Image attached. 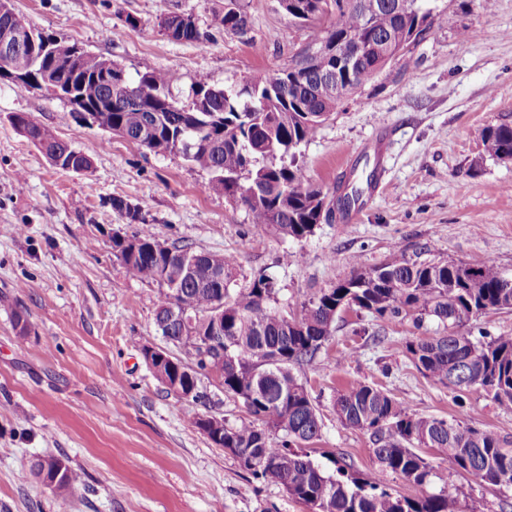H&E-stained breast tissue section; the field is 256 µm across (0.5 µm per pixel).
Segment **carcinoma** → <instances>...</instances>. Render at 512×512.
Wrapping results in <instances>:
<instances>
[{"label":"carcinoma","mask_w":512,"mask_h":512,"mask_svg":"<svg viewBox=\"0 0 512 512\" xmlns=\"http://www.w3.org/2000/svg\"><path fill=\"white\" fill-rule=\"evenodd\" d=\"M358 0H280L293 20L313 29L312 45L341 49L364 43L362 65L347 67L326 58V67L303 84L287 85L289 66L253 76L238 89L197 83L190 89V111L172 96L180 81L173 71H149L134 80L102 77L103 56L56 39L49 47L61 91L76 96L112 121V134L157 155H178L211 174L209 186L236 197L251 223L265 225L294 240L314 233L317 225L344 219L371 185L377 168H353L328 196L307 177L299 163L301 145L316 135L339 103L369 79L382 47L374 36L396 46L410 45L434 22L423 0H382L374 29L367 28ZM332 16L329 25L323 18ZM175 26L174 40L199 42L207 37L190 15L162 16ZM217 28L245 36L248 17L237 0L215 16ZM21 74L38 69L28 49L12 59ZM345 90L336 93V86ZM11 125L56 168L83 171L90 161L61 141L30 112L10 116ZM487 156L512 161V124L481 131ZM112 253L127 276L162 288L155 326L181 349L176 362L224 376V393L242 400L251 420L224 426V447L257 479L278 484L310 512H465L460 500L442 493L413 499L384 488L386 474L422 485L431 476L429 462L417 452L432 448L449 458L448 485L470 474L494 486L512 487V441L490 429L421 416L378 384L353 383L339 391L334 410L346 426L374 438L377 468L359 479L349 465L336 461L328 473L306 454L292 450L320 436L321 418L306 386L293 369L315 358L341 312L358 309L381 320L410 316L420 324L437 322L436 335L406 343L415 367L462 399L480 392L498 406L512 409V336L474 339L462 331L466 322L489 310H512V277L489 258L455 263L432 255L424 246L409 254L393 251L385 262L365 266L350 261L346 278L321 288L300 308H277L272 278L259 271L237 284L239 264L233 254L198 251L189 244L164 245L148 225L133 235H112ZM224 311V342L201 357L195 336H209L216 315ZM83 484L81 472L68 466L55 492Z\"/></svg>","instance_id":"carcinoma-1"}]
</instances>
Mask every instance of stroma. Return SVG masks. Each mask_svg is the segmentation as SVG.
<instances>
[{
	"label": "stroma",
	"instance_id": "35a3bbf8",
	"mask_svg": "<svg viewBox=\"0 0 512 512\" xmlns=\"http://www.w3.org/2000/svg\"><path fill=\"white\" fill-rule=\"evenodd\" d=\"M228 0H11L33 27L119 64L127 75L176 70L173 93L186 102L205 82L237 88L253 75L300 57L312 32L278 0H240L250 31L212 27ZM448 16L345 100L302 146L300 161L323 189L347 180L368 142L382 138L379 181L351 224H319L297 241L252 224L241 202L209 189L210 174L175 156L150 153L79 117L42 91L0 83V512H308L279 486L253 478L190 420L201 409L235 424L248 419L222 379L204 373L207 407L177 400L142 351L163 345L154 325L156 286L126 276L112 236L137 224L116 210L119 196L141 208L155 238L198 250L232 253L240 282L265 271L289 312L349 275L351 258L371 266L394 248L430 245L455 261L488 257L512 276V162L489 158L484 127L512 122V0H426ZM195 18L202 42L169 38L160 16ZM134 16L137 26L125 24ZM474 32L463 41V32ZM33 113L88 156L89 169L62 171L10 124ZM28 318L19 336L13 310ZM434 323L383 321L345 310L316 357L294 370L322 420L309 458L331 471L338 460L354 474L376 467L369 433L342 424L337 393L353 382L382 385L417 414L488 428L512 440V409L485 395L457 402L405 352L432 335ZM421 454L429 481L389 474L387 488L410 498L451 491L466 512H502L512 488L465 474L449 482L450 461ZM79 470L80 487L54 493L31 476L39 458Z\"/></svg>",
	"mask_w": 512,
	"mask_h": 512
}]
</instances>
